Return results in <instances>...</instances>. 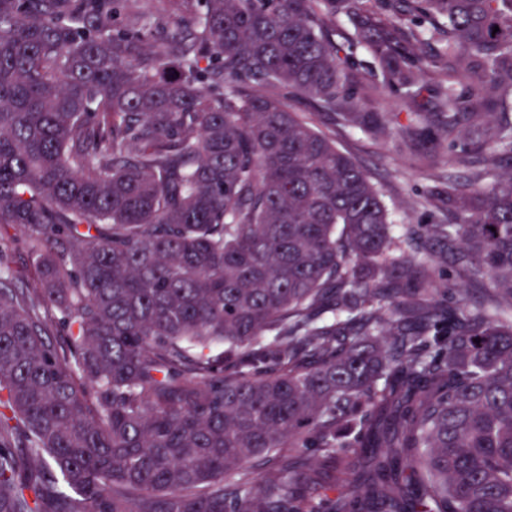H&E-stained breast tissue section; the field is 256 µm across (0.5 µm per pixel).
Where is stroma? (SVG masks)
<instances>
[{
	"mask_svg": "<svg viewBox=\"0 0 512 512\" xmlns=\"http://www.w3.org/2000/svg\"><path fill=\"white\" fill-rule=\"evenodd\" d=\"M337 145L369 174L389 208L403 252L410 255L436 253V246L425 243L422 226L444 224L448 210L441 201L449 188L467 192L472 175L481 170V156H472L468 166L446 162L442 152L433 148L429 131L415 129L406 138L377 141L359 133L340 131ZM335 471H320L313 485L299 484L300 494L315 493L336 499L349 495L359 470L357 458L339 451Z\"/></svg>",
	"mask_w": 512,
	"mask_h": 512,
	"instance_id": "stroma-1",
	"label": "stroma"
}]
</instances>
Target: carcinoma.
Segmentation results:
<instances>
[{"instance_id": "obj_1", "label": "carcinoma", "mask_w": 512, "mask_h": 512, "mask_svg": "<svg viewBox=\"0 0 512 512\" xmlns=\"http://www.w3.org/2000/svg\"><path fill=\"white\" fill-rule=\"evenodd\" d=\"M141 2L0 0V228L37 283L0 269V512H512V0ZM384 93L484 156L433 259L392 257L313 122L391 138ZM450 257L465 309L429 298ZM281 448L366 468L330 507L286 457L235 474Z\"/></svg>"}]
</instances>
